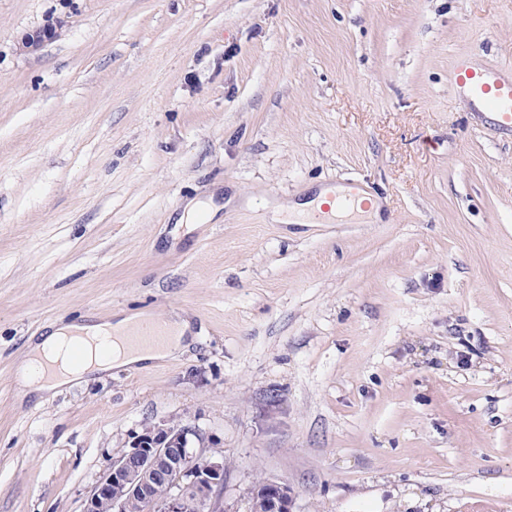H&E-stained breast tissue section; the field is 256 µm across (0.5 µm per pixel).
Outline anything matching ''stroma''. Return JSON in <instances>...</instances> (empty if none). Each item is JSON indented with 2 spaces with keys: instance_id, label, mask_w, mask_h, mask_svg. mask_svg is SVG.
I'll list each match as a JSON object with an SVG mask.
<instances>
[{
  "instance_id": "1",
  "label": "stroma",
  "mask_w": 512,
  "mask_h": 512,
  "mask_svg": "<svg viewBox=\"0 0 512 512\" xmlns=\"http://www.w3.org/2000/svg\"><path fill=\"white\" fill-rule=\"evenodd\" d=\"M461 56L512 65V0H0V512H83L163 420L239 512L264 479L512 512V135ZM337 184L382 221L269 220ZM141 310L189 317L181 355L21 396L44 326ZM59 26L57 20H46L41 27L23 35L20 50L25 52L37 51L47 40L57 36Z\"/></svg>"
}]
</instances>
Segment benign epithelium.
<instances>
[{
	"mask_svg": "<svg viewBox=\"0 0 512 512\" xmlns=\"http://www.w3.org/2000/svg\"><path fill=\"white\" fill-rule=\"evenodd\" d=\"M59 22L48 19L23 35L20 50L34 52L57 36ZM191 429L167 421L146 425L132 434L126 448L111 460L87 498L83 512H124L139 500L148 512H238L223 505L224 455L192 447ZM261 500L263 512H294L292 489L267 479L251 487L248 506Z\"/></svg>",
	"mask_w": 512,
	"mask_h": 512,
	"instance_id": "7a95c632",
	"label": "benign epithelium"
}]
</instances>
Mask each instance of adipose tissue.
I'll use <instances>...</instances> for the list:
<instances>
[{"instance_id":"ef3b65f1","label":"adipose tissue","mask_w":512,"mask_h":512,"mask_svg":"<svg viewBox=\"0 0 512 512\" xmlns=\"http://www.w3.org/2000/svg\"><path fill=\"white\" fill-rule=\"evenodd\" d=\"M269 214L284 224L328 223L337 216L325 189L303 202H275ZM149 318V313L136 311L107 319L83 317L54 323L42 335L31 337L15 364V383L24 395L38 398L115 369L174 358L191 330L189 319L172 313L163 322L165 336L160 342L127 343L125 336L130 328Z\"/></svg>"}]
</instances>
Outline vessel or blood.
I'll use <instances>...</instances> for the list:
<instances>
[{
  "label": "vessel or blood",
  "instance_id": "1",
  "mask_svg": "<svg viewBox=\"0 0 512 512\" xmlns=\"http://www.w3.org/2000/svg\"><path fill=\"white\" fill-rule=\"evenodd\" d=\"M454 86L459 95L494 113L500 130L512 133L511 68L492 70L462 58L455 64Z\"/></svg>",
  "mask_w": 512,
  "mask_h": 512
}]
</instances>
